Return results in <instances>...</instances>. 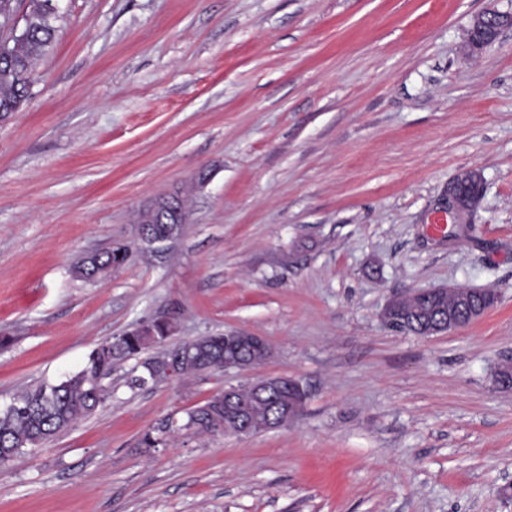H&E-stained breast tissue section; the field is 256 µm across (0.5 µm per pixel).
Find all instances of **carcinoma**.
<instances>
[{
    "label": "carcinoma",
    "instance_id": "obj_1",
    "mask_svg": "<svg viewBox=\"0 0 512 512\" xmlns=\"http://www.w3.org/2000/svg\"><path fill=\"white\" fill-rule=\"evenodd\" d=\"M46 2L30 0L32 9L23 16L25 36L13 41L7 52L0 53V117L22 109L30 97L33 65L52 46L56 32L55 18L47 15L44 8ZM476 175L475 171H465L451 182V186L462 196L468 211L476 207L483 195V183L475 182ZM181 232L180 224L141 225L142 234L155 238H174ZM131 253V247L126 243L111 245L79 259L75 273L84 281L100 280L111 270L125 265ZM470 295L467 289L459 287L448 291V295L432 305L413 293L400 298L401 316L413 317L405 332L426 336L427 320L423 313L430 314L433 308L446 307L450 303L463 305L465 298ZM174 333L173 324L163 319L141 323L99 344L88 356L85 366L65 380L25 389L0 408V448L19 456L25 449L44 443L77 420L93 414L108 398L103 381L112 374L113 364L166 342ZM175 349L191 350V358L182 367V373L195 374L224 359V335L197 337L179 343ZM235 355L242 361L256 364H262L268 358V352L248 343L238 344ZM297 397L304 401L307 393L296 394L288 389L286 382L263 395L256 394L252 385L248 384L233 392L217 394L195 407L188 413L185 428L197 433L227 430L236 434L240 427L226 417L224 404L243 402L247 408L250 434L267 432L288 421V407Z\"/></svg>",
    "mask_w": 512,
    "mask_h": 512
}]
</instances>
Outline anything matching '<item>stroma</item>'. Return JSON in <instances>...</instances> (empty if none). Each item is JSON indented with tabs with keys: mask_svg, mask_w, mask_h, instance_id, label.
Returning a JSON list of instances; mask_svg holds the SVG:
<instances>
[{
	"mask_svg": "<svg viewBox=\"0 0 512 512\" xmlns=\"http://www.w3.org/2000/svg\"><path fill=\"white\" fill-rule=\"evenodd\" d=\"M512 0H60L21 111L0 118V406L164 318L175 341L239 330L264 365L130 387L0 465V512H512V28L478 52L473 19ZM484 191L438 239L449 183ZM206 173L182 234L136 246L159 196ZM133 245L98 282L87 252ZM497 304L421 337L388 300L449 285ZM288 376V425L199 435L225 387ZM167 444L141 438L163 421ZM475 171H465L458 175L449 185L453 186L462 196L466 210H473L483 195V181L475 182Z\"/></svg>",
	"mask_w": 512,
	"mask_h": 512,
	"instance_id": "stroma-1",
	"label": "stroma"
}]
</instances>
